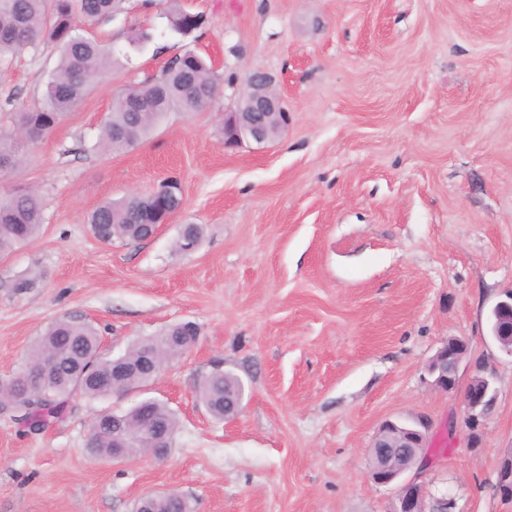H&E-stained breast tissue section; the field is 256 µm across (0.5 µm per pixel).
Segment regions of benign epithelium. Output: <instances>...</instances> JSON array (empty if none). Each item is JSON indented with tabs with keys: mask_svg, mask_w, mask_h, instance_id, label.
Here are the masks:
<instances>
[{
	"mask_svg": "<svg viewBox=\"0 0 512 512\" xmlns=\"http://www.w3.org/2000/svg\"><path fill=\"white\" fill-rule=\"evenodd\" d=\"M248 89L258 88V94L248 93L236 106L224 113V146L238 147L254 142L262 145L270 141L268 121L272 112H278L281 128H288L290 115L273 86L272 79L263 73H254L248 79ZM488 336L499 350L512 356V290L505 294L491 309L487 319ZM473 370L464 389H459V372L463 363ZM433 377L431 385L442 392L462 391L463 415L472 428V444L479 443V427L493 410L497 389L493 368L482 359L467 356V345L458 339L444 344L433 356L427 367ZM112 381L124 385L126 393L140 391L141 375L137 369L119 368L112 372ZM430 429L428 420L415 418L410 421L387 420L380 427L372 447L382 449L379 468L371 474L374 483L396 487L390 512H453L454 503L446 498L428 505L422 485L418 481L426 466L421 455ZM498 485L505 495L512 494V453L501 462Z\"/></svg>",
	"mask_w": 512,
	"mask_h": 512,
	"instance_id": "1",
	"label": "benign epithelium"
}]
</instances>
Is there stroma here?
Masks as SVG:
<instances>
[{
  "label": "stroma",
  "mask_w": 512,
  "mask_h": 512,
  "mask_svg": "<svg viewBox=\"0 0 512 512\" xmlns=\"http://www.w3.org/2000/svg\"><path fill=\"white\" fill-rule=\"evenodd\" d=\"M206 25L183 38L162 0L95 25L119 65L29 145L9 181L41 195L39 237L0 256V378L56 319L95 324L104 352L194 323V346L146 394L73 398L31 431L0 415V512H132L176 492L194 512H389L369 477L389 419L431 423L419 477L456 512H512L496 490L512 450V358L487 313L512 290V0H183ZM150 30L142 50L135 29ZM192 49L221 78L212 107L172 112L134 150L96 144L115 95ZM57 52L0 59V108L40 98ZM267 74L290 113L264 146L228 148L225 110ZM174 176L184 205L158 234L100 243L104 202ZM204 228L176 248L183 225ZM35 281L25 292L21 278ZM496 368L497 402L472 446L460 393L426 366L448 339ZM245 387L231 420L196 396L215 368ZM149 397L179 419L169 456L121 463L85 449L107 407Z\"/></svg>",
  "instance_id": "35a3bbf8"
}]
</instances>
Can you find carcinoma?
<instances>
[{
    "label": "carcinoma",
    "instance_id": "1",
    "mask_svg": "<svg viewBox=\"0 0 512 512\" xmlns=\"http://www.w3.org/2000/svg\"><path fill=\"white\" fill-rule=\"evenodd\" d=\"M128 0H0V57L40 45L58 50L56 66L41 80V99L32 107L11 113V125L0 126V175L22 162L21 150L58 125L82 100L98 78L114 65L105 45L77 25L82 18L93 24L125 10ZM168 28L187 36L206 24L204 14L191 12L180 0H168ZM218 76L211 64L192 50L172 58L161 75L140 86L119 92L104 122L96 148L119 153L135 148L169 112H201L215 98ZM173 210L180 204L174 178L157 185V196L133 195L100 205L89 218L93 236L100 242L135 243L147 238L146 225L153 222L156 197ZM42 197L17 183L0 187V254L36 240L43 225ZM197 334L186 324L165 328L156 336L142 338L118 357L101 350L96 327L82 317L63 316L53 322L29 350L22 368L0 382V396L13 400L17 416L37 429L47 419L60 415L67 399L75 394L90 398L116 393L112 372L119 365L141 368L143 383L154 379V369L185 353L196 343ZM56 359L55 371L42 377L45 364ZM197 396L207 412L224 419V409L238 403L243 385L231 370L215 369L204 378ZM175 435L179 421L166 404L151 400L135 405L112 421V413L95 414L94 431L87 441L91 454L110 458L115 448L125 457L147 453L153 438L144 428V414ZM152 512H192L189 501L179 494L161 497Z\"/></svg>",
    "mask_w": 512,
    "mask_h": 512
}]
</instances>
